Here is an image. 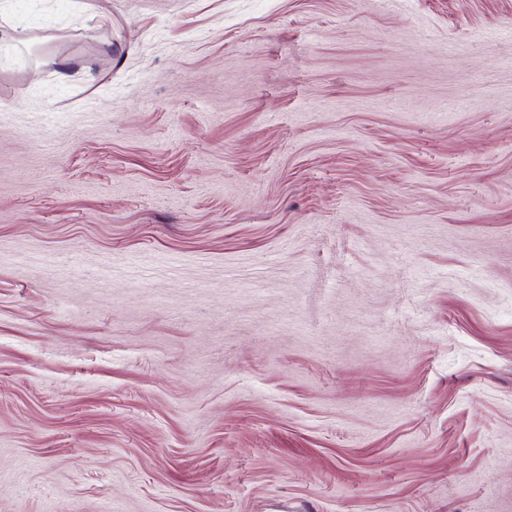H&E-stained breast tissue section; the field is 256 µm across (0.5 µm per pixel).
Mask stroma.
Returning a JSON list of instances; mask_svg holds the SVG:
<instances>
[{
  "label": "stroma",
  "instance_id": "stroma-1",
  "mask_svg": "<svg viewBox=\"0 0 512 512\" xmlns=\"http://www.w3.org/2000/svg\"><path fill=\"white\" fill-rule=\"evenodd\" d=\"M106 7L0 56V512H512V0Z\"/></svg>",
  "mask_w": 512,
  "mask_h": 512
}]
</instances>
